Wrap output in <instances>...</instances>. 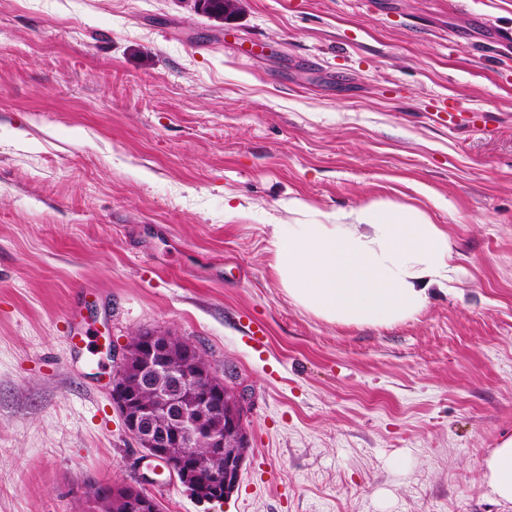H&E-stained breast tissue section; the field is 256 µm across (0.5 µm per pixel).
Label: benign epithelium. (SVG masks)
<instances>
[{
    "label": "benign epithelium",
    "mask_w": 512,
    "mask_h": 512,
    "mask_svg": "<svg viewBox=\"0 0 512 512\" xmlns=\"http://www.w3.org/2000/svg\"><path fill=\"white\" fill-rule=\"evenodd\" d=\"M112 403L123 426L170 476L199 502H222L238 489L247 455L243 397L219 378L198 348L173 340L169 332L136 334L121 355L112 354ZM204 439L223 467L201 473L194 455ZM101 500L119 499L126 510L158 512V502L141 488L107 484L96 491Z\"/></svg>",
    "instance_id": "7a95c632"
}]
</instances>
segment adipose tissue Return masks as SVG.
Instances as JSON below:
<instances>
[{"label": "adipose tissue", "instance_id": "1", "mask_svg": "<svg viewBox=\"0 0 512 512\" xmlns=\"http://www.w3.org/2000/svg\"><path fill=\"white\" fill-rule=\"evenodd\" d=\"M276 270L289 297L326 321L389 326L416 317L431 284L456 269L445 233L422 212L372 202L325 222L273 227ZM493 500L512 506V436L484 459Z\"/></svg>", "mask_w": 512, "mask_h": 512}]
</instances>
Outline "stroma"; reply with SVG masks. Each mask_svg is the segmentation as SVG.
I'll return each instance as SVG.
<instances>
[{"mask_svg":"<svg viewBox=\"0 0 512 512\" xmlns=\"http://www.w3.org/2000/svg\"><path fill=\"white\" fill-rule=\"evenodd\" d=\"M240 6L0 0V512H92L149 472L100 355L139 331L247 408L231 499L162 475L163 512H512L481 470L512 436V0ZM374 201L447 233L452 290L387 327L294 304L274 225Z\"/></svg>","mask_w":512,"mask_h":512,"instance_id":"35a3bbf8","label":"stroma"}]
</instances>
